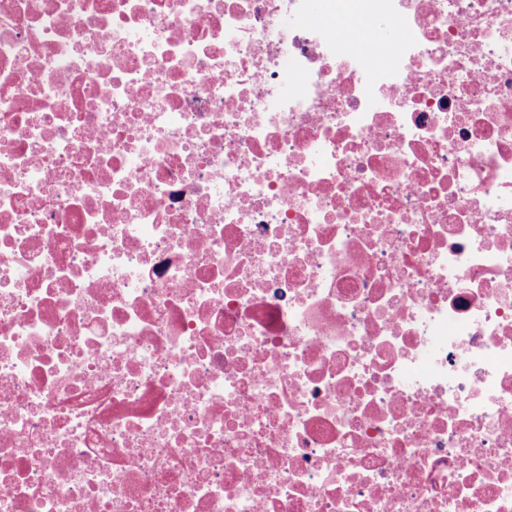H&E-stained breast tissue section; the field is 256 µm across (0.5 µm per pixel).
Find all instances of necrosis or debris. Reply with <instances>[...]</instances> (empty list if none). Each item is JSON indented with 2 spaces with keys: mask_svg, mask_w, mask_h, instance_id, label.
<instances>
[{
  "mask_svg": "<svg viewBox=\"0 0 512 512\" xmlns=\"http://www.w3.org/2000/svg\"><path fill=\"white\" fill-rule=\"evenodd\" d=\"M332 2L0 0V512H512V0Z\"/></svg>",
  "mask_w": 512,
  "mask_h": 512,
  "instance_id": "4bbe7bcc",
  "label": "necrosis or debris"
}]
</instances>
